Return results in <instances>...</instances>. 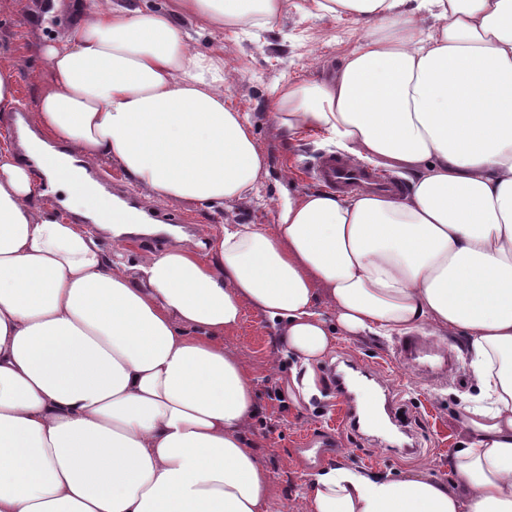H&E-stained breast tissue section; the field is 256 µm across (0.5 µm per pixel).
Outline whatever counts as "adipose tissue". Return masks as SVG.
<instances>
[{
	"label": "adipose tissue",
	"mask_w": 512,
	"mask_h": 512,
	"mask_svg": "<svg viewBox=\"0 0 512 512\" xmlns=\"http://www.w3.org/2000/svg\"><path fill=\"white\" fill-rule=\"evenodd\" d=\"M285 0H79L29 132L0 145V512H273L249 440L254 380L224 346L245 309L303 366L347 336H460L480 395L450 479L345 459L306 512H512V0H304L366 34L322 80L282 82L274 125L400 170L405 196L288 194L274 223L225 225L207 257L128 208L104 224L62 173L118 166L153 201L220 204L266 158L226 105L224 58L190 49L277 24ZM173 236L134 266L105 235ZM327 305L335 319L319 312Z\"/></svg>",
	"instance_id": "adipose-tissue-1"
}]
</instances>
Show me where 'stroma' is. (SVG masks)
<instances>
[{"label": "stroma", "instance_id": "35a3bbf8", "mask_svg": "<svg viewBox=\"0 0 512 512\" xmlns=\"http://www.w3.org/2000/svg\"><path fill=\"white\" fill-rule=\"evenodd\" d=\"M296 2L288 0L277 25L258 36L228 32L220 40L207 35L191 43L194 51L202 53L219 45L224 48L227 102L247 116L268 159L267 173L257 192L221 206L157 203L136 189L121 170L109 168V176L125 197L149 212L184 215L198 230L215 225L273 223L284 188L312 189L307 176L310 165L320 152L334 149L336 143L320 132L309 131L292 139L279 131L268 118L270 90L282 81L327 78L362 38L364 28L352 19L301 14ZM46 4L47 0H10L0 9V55L21 56L16 84L29 110L35 105L37 78L44 61L28 51L27 37L39 31L47 40H58L76 16V0H62L61 9L51 16L46 13ZM431 342L437 349L450 350L453 357V366L442 381L424 378L401 364L395 357L396 339L392 336H341L312 369L295 367L289 357L284 358L282 367L274 369L267 365L273 331L262 316L246 310L240 328L225 337L224 344L245 359L254 379L258 414L250 439L270 475L275 507L306 512L303 486L308 474L339 457L380 475L400 476L424 466L432 475L447 477L448 458L464 439L458 416L465 397L475 392L476 382L460 338L435 336ZM350 360L383 365L379 382L394 397L393 411L400 428L397 439L339 423L340 399L329 368ZM294 372L313 378L307 401L298 405L286 395L285 380ZM315 434L331 435L335 447L309 450L306 439Z\"/></svg>", "mask_w": 512, "mask_h": 512}]
</instances>
